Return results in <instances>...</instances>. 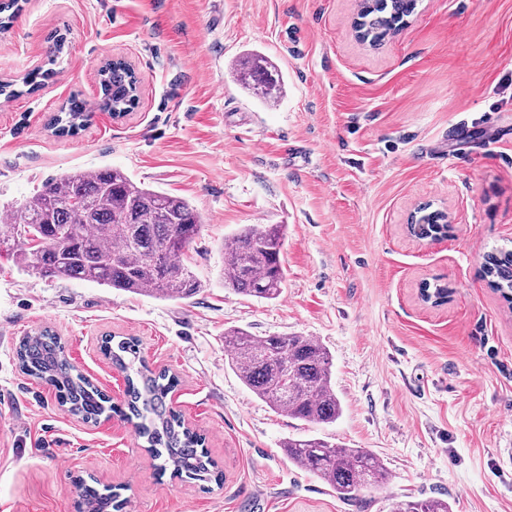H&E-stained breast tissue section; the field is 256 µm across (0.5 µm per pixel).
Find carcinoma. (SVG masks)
Wrapping results in <instances>:
<instances>
[{
	"label": "carcinoma",
	"instance_id": "1",
	"mask_svg": "<svg viewBox=\"0 0 512 512\" xmlns=\"http://www.w3.org/2000/svg\"><path fill=\"white\" fill-rule=\"evenodd\" d=\"M417 6V0H371L363 7L359 37L373 46L396 31ZM239 81L260 100L280 98L281 73L261 55L240 63ZM101 107L128 112L137 103V83L121 61L99 71ZM82 101L72 97L54 117L55 130L68 134L85 122ZM0 224V258L30 267L48 280H81L164 300H188L202 285L184 263L198 237L203 219L185 199L132 181L117 169L60 175L17 208L6 210ZM440 213H430L411 225L424 238L442 232ZM282 224L245 225L224 248V286L256 299L275 300L283 291ZM490 287L512 305V249L501 247L484 258ZM228 365L241 382L278 413L314 424H330L341 414L332 386V359L311 336H252L242 329L224 334ZM103 353L125 374V401H112L77 372L60 338L44 329L19 341L16 355L21 371L52 387L61 405L85 422L113 413L136 420L147 451L162 471L209 483L220 482L217 465L203 448L202 438L186 426L170 403L177 379L168 371L150 369L137 341H103ZM288 460L323 480L343 500L383 485L388 472L382 460L364 448H348L324 438L283 442ZM122 504L115 493L104 494L79 484L78 512H116ZM441 499L396 502L391 512H450Z\"/></svg>",
	"mask_w": 512,
	"mask_h": 512
}]
</instances>
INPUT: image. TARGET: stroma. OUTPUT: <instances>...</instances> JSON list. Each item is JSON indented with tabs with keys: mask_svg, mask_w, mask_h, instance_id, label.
I'll return each instance as SVG.
<instances>
[{
	"mask_svg": "<svg viewBox=\"0 0 512 512\" xmlns=\"http://www.w3.org/2000/svg\"><path fill=\"white\" fill-rule=\"evenodd\" d=\"M360 0H19L0 32V81L21 85L56 35L63 56L34 90L0 97V207L63 173L118 168L202 215L187 253L202 292L160 300L0 267V512H76L79 479L123 512H390L439 498L452 512H512V305L489 287L487 253L512 248V0H418L372 47ZM258 52L283 74L274 105L238 81ZM140 78L122 120L98 108L110 59ZM93 105L74 136L51 118ZM469 124L472 141L453 144ZM301 140L302 157L284 159ZM447 215L439 241L407 225ZM246 224L286 227L278 300L225 288L224 242ZM448 289L420 302L421 283ZM113 403L125 377L101 339L132 337L179 383L170 403L203 435L223 483L159 475L132 423L90 424L19 368L20 339L44 328ZM302 334L333 359L343 413L288 418L229 367L224 332ZM325 437L380 456L387 483L358 502L289 462L288 438Z\"/></svg>",
	"mask_w": 512,
	"mask_h": 512,
	"instance_id": "stroma-1",
	"label": "stroma"
}]
</instances>
